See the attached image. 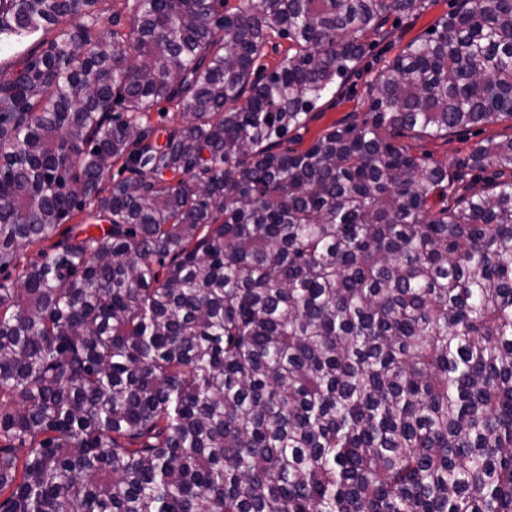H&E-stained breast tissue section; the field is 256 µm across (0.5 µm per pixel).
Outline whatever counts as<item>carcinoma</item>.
I'll use <instances>...</instances> for the list:
<instances>
[{"instance_id":"1","label":"carcinoma","mask_w":512,"mask_h":512,"mask_svg":"<svg viewBox=\"0 0 512 512\" xmlns=\"http://www.w3.org/2000/svg\"><path fill=\"white\" fill-rule=\"evenodd\" d=\"M104 2L0 0V512H512V138L463 193L397 142L512 122V0L305 149L425 0H133L127 33ZM458 6L459 1L456 0H436L420 14L403 18L391 16L383 27L384 33L370 39L372 47L356 70L342 83L338 80L336 88L312 112L313 117L308 123L307 132L302 133L301 148L306 147L333 123L364 118L368 83L373 75L392 60L410 40L424 35L441 15ZM288 60V40L275 36L268 44L265 54L257 61L255 68L262 67L263 74L280 68Z\"/></svg>"}]
</instances>
